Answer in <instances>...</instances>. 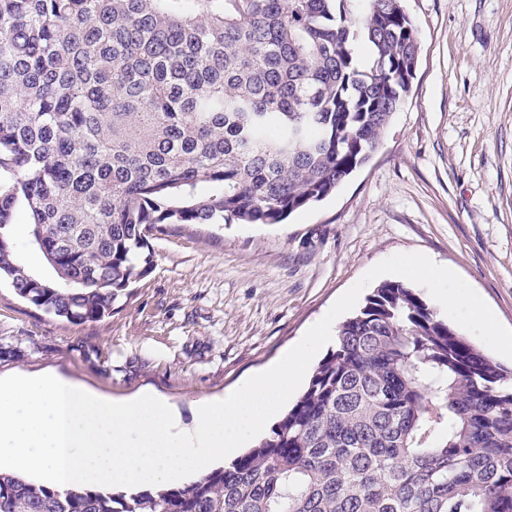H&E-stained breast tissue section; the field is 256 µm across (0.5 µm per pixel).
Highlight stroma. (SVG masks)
Returning a JSON list of instances; mask_svg holds the SVG:
<instances>
[{
    "mask_svg": "<svg viewBox=\"0 0 512 512\" xmlns=\"http://www.w3.org/2000/svg\"><path fill=\"white\" fill-rule=\"evenodd\" d=\"M421 40L409 95L369 161L282 224L174 225L98 322L0 286V376L151 389L192 424L275 363L366 271L420 252L512 328V0H404Z\"/></svg>",
    "mask_w": 512,
    "mask_h": 512,
    "instance_id": "obj_1",
    "label": "stroma"
}]
</instances>
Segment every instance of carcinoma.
Listing matches in <instances>:
<instances>
[{
    "instance_id": "1",
    "label": "carcinoma",
    "mask_w": 512,
    "mask_h": 512,
    "mask_svg": "<svg viewBox=\"0 0 512 512\" xmlns=\"http://www.w3.org/2000/svg\"><path fill=\"white\" fill-rule=\"evenodd\" d=\"M420 50L403 0H0V281L96 322L168 225L282 223L369 160ZM0 512H512V374L387 281L230 465L129 495L0 473ZM26 214L22 208L18 210L13 224V241L20 262L31 272L50 276L51 272L42 253L31 244L26 226ZM26 227V229H25Z\"/></svg>"
}]
</instances>
